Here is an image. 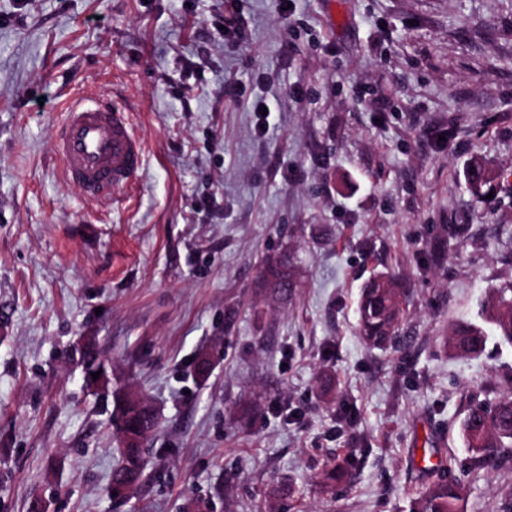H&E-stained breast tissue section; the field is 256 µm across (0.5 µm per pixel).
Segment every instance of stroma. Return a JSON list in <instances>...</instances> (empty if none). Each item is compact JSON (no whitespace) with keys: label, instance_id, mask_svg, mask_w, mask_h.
Here are the masks:
<instances>
[{"label":"stroma","instance_id":"obj_1","mask_svg":"<svg viewBox=\"0 0 512 512\" xmlns=\"http://www.w3.org/2000/svg\"><path fill=\"white\" fill-rule=\"evenodd\" d=\"M282 2L236 0L228 51L225 0H0V512H414L425 453L453 456L466 512L512 493L461 433L512 347L443 345L512 283V0ZM80 90L130 108L145 150L106 210L51 152ZM283 253L297 286L272 300ZM380 273L406 290L386 351L357 335ZM87 340L160 417L123 499L114 393L72 357ZM492 177L484 166L479 163H474L469 170L468 184L471 191L477 196H486L492 191ZM483 187H487L483 191Z\"/></svg>","mask_w":512,"mask_h":512}]
</instances>
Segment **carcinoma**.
Segmentation results:
<instances>
[{"label":"carcinoma","instance_id":"obj_1","mask_svg":"<svg viewBox=\"0 0 512 512\" xmlns=\"http://www.w3.org/2000/svg\"><path fill=\"white\" fill-rule=\"evenodd\" d=\"M468 184L479 197L492 191V177L479 163L470 168ZM263 277L276 297L288 296L295 287L286 256L265 260ZM401 295L398 280L391 275H380L364 286L358 302V333L367 345L384 348L398 336ZM482 316L490 326L488 331L470 321L452 326L447 342L455 354L479 356L490 334L512 346V284L492 290L482 306ZM80 357L84 372L98 371L105 376V384L112 385V375L90 343H84ZM120 421L122 441L127 446L119 448L112 470V491L118 497L140 485L146 468L144 442L159 427L158 415L149 414V403L131 392L121 398ZM462 431L478 466L490 470L512 468V386L493 404L479 402L471 406L462 421ZM451 471L452 463L444 461L431 472L432 480L418 498L415 512H465L464 489Z\"/></svg>","mask_w":512,"mask_h":512}]
</instances>
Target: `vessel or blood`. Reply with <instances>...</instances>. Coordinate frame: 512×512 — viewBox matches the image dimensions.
<instances>
[{
  "label": "vessel or blood",
  "instance_id": "vessel-or-blood-1",
  "mask_svg": "<svg viewBox=\"0 0 512 512\" xmlns=\"http://www.w3.org/2000/svg\"><path fill=\"white\" fill-rule=\"evenodd\" d=\"M52 150L83 199L104 204L132 186L144 164L128 110L93 94L77 96L67 107Z\"/></svg>",
  "mask_w": 512,
  "mask_h": 512
}]
</instances>
